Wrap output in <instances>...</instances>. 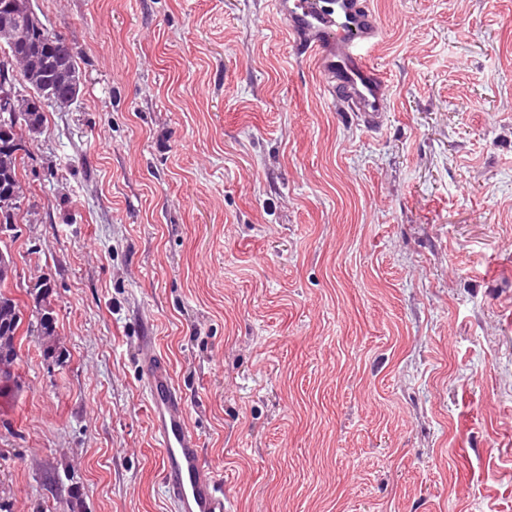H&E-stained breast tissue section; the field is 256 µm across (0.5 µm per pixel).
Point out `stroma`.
Listing matches in <instances>:
<instances>
[{"label": "stroma", "instance_id": "stroma-1", "mask_svg": "<svg viewBox=\"0 0 512 512\" xmlns=\"http://www.w3.org/2000/svg\"><path fill=\"white\" fill-rule=\"evenodd\" d=\"M72 47L21 180L64 362L0 389V512H171L152 332L228 512H512V0H369L370 131L272 0H31Z\"/></svg>", "mask_w": 512, "mask_h": 512}]
</instances>
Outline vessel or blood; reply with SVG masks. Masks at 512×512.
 <instances>
[{
	"label": "vessel or blood",
	"mask_w": 512,
	"mask_h": 512,
	"mask_svg": "<svg viewBox=\"0 0 512 512\" xmlns=\"http://www.w3.org/2000/svg\"><path fill=\"white\" fill-rule=\"evenodd\" d=\"M294 44L313 57L325 91L365 127L378 128L385 82L371 62L381 37L368 0H274ZM153 437L163 458V484L174 512H226L224 485L206 462L185 400L151 337L140 352Z\"/></svg>",
	"instance_id": "vessel-or-blood-1"
}]
</instances>
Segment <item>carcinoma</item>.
<instances>
[{
  "mask_svg": "<svg viewBox=\"0 0 512 512\" xmlns=\"http://www.w3.org/2000/svg\"><path fill=\"white\" fill-rule=\"evenodd\" d=\"M7 48L8 60L18 64V77L34 91L30 100H22L15 118L0 120V224L18 223V215L25 199L19 168L25 164L23 132L38 131L43 121V104L68 105L75 99V88L81 85L75 55L66 39L44 30L37 37L20 29L8 39H0ZM6 60V61H8ZM1 60L0 66L6 64ZM46 289L30 315H25L20 303L9 291V280L0 278V362L13 366L18 358L17 338L20 330L27 336L41 338L42 353L55 351V311Z\"/></svg>",
  "mask_w": 512,
  "mask_h": 512,
  "instance_id": "carcinoma-1",
  "label": "carcinoma"
}]
</instances>
